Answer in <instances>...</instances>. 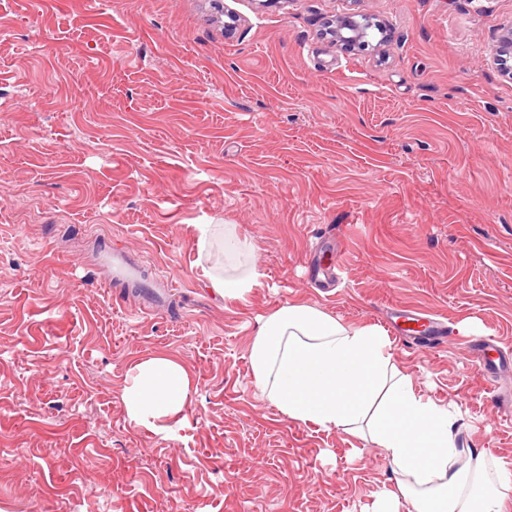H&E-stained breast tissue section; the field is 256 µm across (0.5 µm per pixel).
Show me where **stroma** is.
<instances>
[{
  "label": "stroma",
  "mask_w": 512,
  "mask_h": 512,
  "mask_svg": "<svg viewBox=\"0 0 512 512\" xmlns=\"http://www.w3.org/2000/svg\"><path fill=\"white\" fill-rule=\"evenodd\" d=\"M345 12L387 41L336 43ZM511 26L512 0H0V512H369L382 449L252 384L258 318L294 302L438 320L395 362L512 463ZM225 223L264 276L244 301L197 275ZM114 246L164 305L113 283ZM157 355L192 378L172 434L122 399Z\"/></svg>",
  "instance_id": "35a3bbf8"
}]
</instances>
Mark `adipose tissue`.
<instances>
[{"label":"adipose tissue","instance_id":"ef3b65f1","mask_svg":"<svg viewBox=\"0 0 512 512\" xmlns=\"http://www.w3.org/2000/svg\"><path fill=\"white\" fill-rule=\"evenodd\" d=\"M197 230L202 279L221 297L247 299L262 278L252 243L233 224ZM249 362L254 387L285 419L365 436L384 450L396 488L371 512H502L512 498V464L459 446L460 411L416 389L381 327L291 303L261 319ZM190 390L187 368L156 356L133 366L123 401L131 422L170 432L185 419Z\"/></svg>","mask_w":512,"mask_h":512}]
</instances>
